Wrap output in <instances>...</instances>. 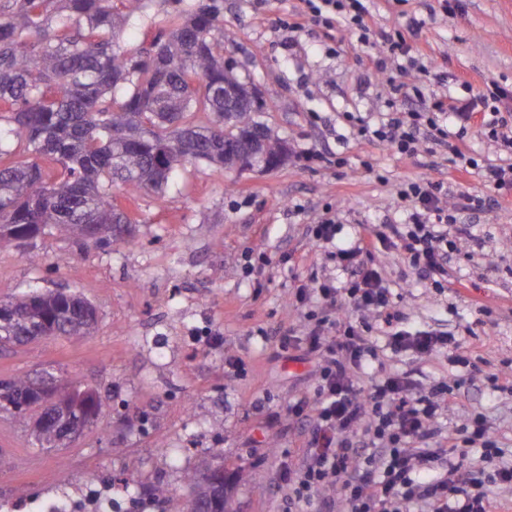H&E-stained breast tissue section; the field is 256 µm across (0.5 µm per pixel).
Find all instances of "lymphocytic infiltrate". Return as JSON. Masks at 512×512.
I'll list each match as a JSON object with an SVG mask.
<instances>
[{
    "mask_svg": "<svg viewBox=\"0 0 512 512\" xmlns=\"http://www.w3.org/2000/svg\"><path fill=\"white\" fill-rule=\"evenodd\" d=\"M301 2V9L282 21L283 29L294 34L318 30L326 36L340 30L360 43H380L389 58L374 60L373 66L382 72L387 62H395L397 74L387 79L395 93L404 90L399 76L427 72L415 21L402 29L376 26L370 0ZM477 117L497 147L499 162H480L458 145ZM360 134L406 157L417 155L428 141L449 144L458 170L478 174L496 189L512 188V92L500 87L397 110L377 127L361 126ZM397 194L411 205L408 223L382 225L361 235L355 245L338 249L343 285L324 284L318 290L331 304L337 293H344L357 308L375 313L376 322L311 310L306 336L274 340L278 351L300 350L320 358L312 395L290 407L305 448L300 465L281 474L290 490L289 512H302L329 485L340 486L350 512H408L418 502L427 503L430 512H497L489 486L512 485V462L504 461L482 416H473L463 430L449 432L440 447H431L435 421L443 404L454 397L447 383L437 382L429 395L418 397L406 373L383 374L366 392L354 380L355 371L379 360L380 344L373 338L377 332L394 353L426 355L450 347L452 362L466 360L453 333L429 328L412 332L401 325L389 289L367 258L382 247L403 249L422 280L445 288L457 242L471 235L461 217L481 212L487 201L468 192L449 196L443 182L432 180L408 182ZM473 448L481 451L475 464L468 460Z\"/></svg>",
    "mask_w": 512,
    "mask_h": 512,
    "instance_id": "1",
    "label": "lymphocytic infiltrate"
}]
</instances>
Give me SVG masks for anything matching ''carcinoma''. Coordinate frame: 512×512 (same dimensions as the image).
<instances>
[{
	"mask_svg": "<svg viewBox=\"0 0 512 512\" xmlns=\"http://www.w3.org/2000/svg\"><path fill=\"white\" fill-rule=\"evenodd\" d=\"M155 0H0V161L26 144L31 158L0 168V247L27 246L46 229L110 247L123 240L118 228L137 220L112 205V189L124 185L164 193L170 175L205 161L224 169L246 155L249 127L264 130L267 162L285 141L256 120L262 110L239 109L253 84L224 71V0H163L170 25L149 46H130L125 26L150 17ZM233 89L224 100V85ZM42 319L44 337L90 334L93 306L61 291L30 290L0 303V348L20 344L29 319ZM34 378L9 381L0 410L30 426L36 444L53 443L28 400ZM55 397L70 419L94 421L101 403L56 376ZM166 512L184 504L155 487Z\"/></svg>",
	"mask_w": 512,
	"mask_h": 512,
	"instance_id": "cac0c4a2",
	"label": "carcinoma"
}]
</instances>
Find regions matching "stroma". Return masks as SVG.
Wrapping results in <instances>:
<instances>
[{"label":"stroma","instance_id":"stroma-1","mask_svg":"<svg viewBox=\"0 0 512 512\" xmlns=\"http://www.w3.org/2000/svg\"><path fill=\"white\" fill-rule=\"evenodd\" d=\"M429 2L375 0L378 26L408 14L421 22L422 44L446 76L441 83L411 76L424 98L446 95L460 80L477 91L492 84L512 90V0H460L445 13L430 12ZM298 4L224 0V54L263 90V118L293 151L285 166L240 174L189 164L162 200L115 188V204L137 220L127 244L80 247L46 233L37 240V263L17 247L0 248V300L36 281L80 295L97 314L89 336L0 351V380L60 372L101 402L79 437L52 449L33 445L29 429L0 412V453L9 461L0 469V512H8L10 496L40 512L57 490L88 479L110 484L123 501L158 485L184 499L192 493L185 473L205 464L243 469L240 512H287L280 473L303 457L288 408L312 391L319 359L278 354L270 337L282 328L306 334L297 287L341 283L332 247L401 223L407 204L396 189L413 180L495 202L478 214L472 238L458 241L447 288L419 283L402 252L373 255L406 328L453 332L483 364L474 372L450 363L445 349L388 353L383 361L413 372L419 392L436 381L458 386L436 422L439 435L479 413L512 459V393L490 381L512 375V190L449 167L446 149L407 158L358 136V121L376 123L401 103L372 68L383 48L347 40L330 55L316 33L287 46L278 22ZM306 151L320 160L304 161ZM329 215L338 227L334 245L310 241L307 225ZM259 251L270 264L245 271L247 255ZM204 326L219 343L189 346ZM230 356L242 359L241 371L225 366Z\"/></svg>","mask_w":512,"mask_h":512}]
</instances>
